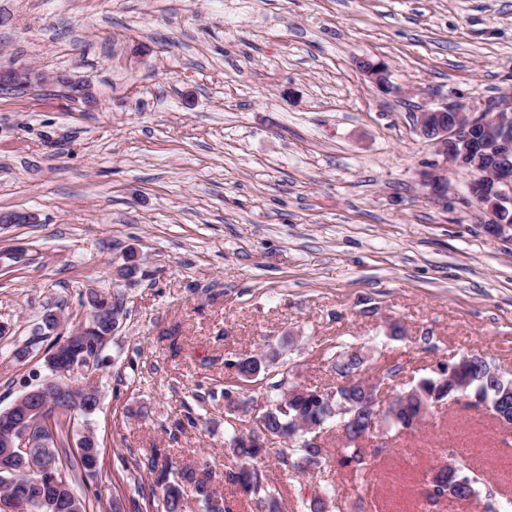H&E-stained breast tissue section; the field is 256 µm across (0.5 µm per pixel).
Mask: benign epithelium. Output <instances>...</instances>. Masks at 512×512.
Listing matches in <instances>:
<instances>
[{
	"label": "benign epithelium",
	"instance_id": "7a95c632",
	"mask_svg": "<svg viewBox=\"0 0 512 512\" xmlns=\"http://www.w3.org/2000/svg\"><path fill=\"white\" fill-rule=\"evenodd\" d=\"M362 70L380 89H392L388 69L381 62L366 61ZM62 83L71 95L90 100L93 95L88 86L70 80L54 78L34 68L0 66V89L25 94L36 86ZM419 135L434 148L436 159L425 172L424 185L432 194L442 197L448 186V168L470 174L485 165L481 177L468 185L471 197H483L475 206L476 216L487 233L495 238L512 240V224L505 219L512 211V93L503 94L492 105L481 108L449 102L438 108L419 113L416 125ZM90 322L112 321V331H117L120 314L105 300L98 298L90 303ZM52 375L18 397L11 406L0 409V472L13 473L16 460L24 458L32 447L34 434L53 433L54 418L67 413L60 401L65 393L79 388L97 394L92 385L79 387L65 377L85 366L84 361L71 356L66 346L56 345L45 356ZM344 381L364 389L367 406L372 408L370 429L378 426L379 411L369 398L373 380L355 372ZM30 500L21 493H14L0 500V512H29Z\"/></svg>",
	"mask_w": 512,
	"mask_h": 512
}]
</instances>
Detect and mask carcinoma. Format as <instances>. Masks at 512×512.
<instances>
[{
  "label": "carcinoma",
  "instance_id": "cac0c4a2",
  "mask_svg": "<svg viewBox=\"0 0 512 512\" xmlns=\"http://www.w3.org/2000/svg\"><path fill=\"white\" fill-rule=\"evenodd\" d=\"M276 358L277 354L272 351L230 361L228 365L235 368L238 377L247 379L267 373V368ZM363 364V357L354 350H339L334 354L333 366L338 375L347 376ZM508 382L509 378L500 380L492 374V365L486 356L473 351L465 353L457 361L441 367L437 376L424 377L406 389L408 396L404 397L398 391L390 397L388 409L382 413V434L387 435L393 430H416L433 408L446 402L463 403L474 409L484 408L498 419L512 414V392L508 390ZM282 385L281 381L269 384L272 393L267 399L266 410L260 414L264 419L263 429L272 440L259 436L255 429L236 425L239 421L235 416L240 409L238 405L230 408L229 420L225 421L229 432L228 449L234 464L224 466V481L256 500V507L264 512L278 510L276 494L264 486L259 468L270 458L268 444L277 441L287 444V447L277 449L275 455L297 472H319L329 459V450L314 437L322 432L327 422L337 419L336 410L340 407H352L350 414L357 415V418L352 429L342 430L345 446L336 449L338 465L351 468L360 477L370 473L372 466L365 449L359 446L361 440L372 435L367 424L368 411L354 401V396L348 393V386L338 384L329 391H321L299 384L284 390ZM46 454L57 459L55 478L70 491L74 490L71 475L76 471L81 470L87 476L97 474L95 470L89 471L84 459L71 458L67 448L57 446L56 436H50L46 446L31 450L22 468L14 474L16 479L29 484L35 502L48 491L39 472L42 456ZM448 457L453 465L434 470L425 478L426 485L434 488L437 495L448 494L460 502L477 499L483 502L484 512H512V500L498 495L493 503L484 499L486 478L471 467L463 454L451 449ZM147 468L156 475V485L162 489L164 512H185L189 491L195 495L202 512H230L224 497L210 487V466L205 464L199 470L179 467L167 454L154 451L147 460ZM329 496L331 490L323 488L302 505L308 512H325Z\"/></svg>",
  "mask_w": 512,
  "mask_h": 512
}]
</instances>
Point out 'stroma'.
Wrapping results in <instances>:
<instances>
[{"label":"stroma","instance_id":"stroma-1","mask_svg":"<svg viewBox=\"0 0 512 512\" xmlns=\"http://www.w3.org/2000/svg\"><path fill=\"white\" fill-rule=\"evenodd\" d=\"M1 64L95 96L0 91V211L34 216L0 225V408L47 375L90 294L124 304L92 371L99 408L54 423L102 449L76 480L92 512L154 485V448L207 461L231 512H253L224 481V362L284 339L271 372L290 385H335L340 345L363 373L400 366L402 389L472 349L512 375V241L476 221L466 176L429 193L416 130L422 110L512 92V0H0ZM132 252L137 275L118 278ZM460 443L512 498V427L456 404L388 439L358 493L323 467L328 512H418L425 473ZM264 475L300 512L309 479L275 458Z\"/></svg>","mask_w":512,"mask_h":512}]
</instances>
